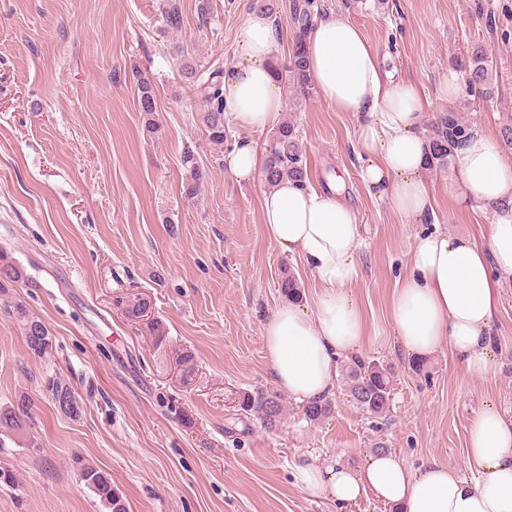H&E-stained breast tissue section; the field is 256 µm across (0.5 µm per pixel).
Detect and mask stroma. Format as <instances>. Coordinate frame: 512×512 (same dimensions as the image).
Segmentation results:
<instances>
[{"label": "stroma", "instance_id": "stroma-1", "mask_svg": "<svg viewBox=\"0 0 512 512\" xmlns=\"http://www.w3.org/2000/svg\"><path fill=\"white\" fill-rule=\"evenodd\" d=\"M176 2L182 25L171 30L167 0H0V250L29 277L0 292V405L28 395L34 422L24 437L0 432V466L15 476L0 486V512H101L70 465L76 454L111 472L129 512H392L368 494L345 507L307 495L295 467L355 469L381 444L413 473L431 462L466 472L476 412L491 401L512 415V281L499 286L490 378L469 376L444 348L413 371L390 301L423 226L369 196L357 117L284 88L308 187L348 203L362 227L351 288L367 321L360 354L392 366L394 390L380 417L338 387L322 421L305 419L291 398L276 430L236 419L239 397L276 389L262 327L284 301L282 268L303 303L320 284L267 237L263 178L240 183L215 162L202 93L182 73L187 63L210 71L233 61L254 0ZM320 2L361 29L385 70L414 84L425 121L452 110L494 134L512 121V0ZM476 46L488 50L492 97L448 95L444 81L462 78L458 64ZM139 70L157 87L155 134L138 109ZM188 149L208 171L192 200L182 195ZM451 174L425 172L435 220L486 246L492 217L449 194ZM130 292L151 298L164 347L122 315ZM18 303L48 327L52 356L29 350ZM186 350L195 364L187 383L176 362ZM51 376L75 393L79 416L55 407Z\"/></svg>", "mask_w": 512, "mask_h": 512}]
</instances>
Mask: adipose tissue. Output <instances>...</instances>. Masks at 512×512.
<instances>
[{"mask_svg":"<svg viewBox=\"0 0 512 512\" xmlns=\"http://www.w3.org/2000/svg\"><path fill=\"white\" fill-rule=\"evenodd\" d=\"M304 48L320 99L360 120L361 147L371 155L363 183L399 215L432 214L418 91L383 72L377 52L343 15L317 22ZM280 62L276 18L250 14L237 32L236 62L224 72L225 117L248 130L278 124ZM452 160L454 195L493 216L488 247L447 229L424 231L393 292L391 316L407 357L421 360L445 346L468 374L483 380L494 372L497 350L492 280L512 277V154L475 126ZM261 214L270 241L300 254L321 285L313 306L288 302L265 322L273 380L296 401H320L335 388L340 362L360 350L366 335L350 292L359 276L361 228L347 204L291 180L263 191ZM466 458L465 476L438 463L413 474L387 452L370 455L357 469L303 463L296 472L303 491L342 506L369 493L393 512H512V417L486 404L470 423Z\"/></svg>","mask_w":512,"mask_h":512,"instance_id":"obj_1","label":"adipose tissue"}]
</instances>
